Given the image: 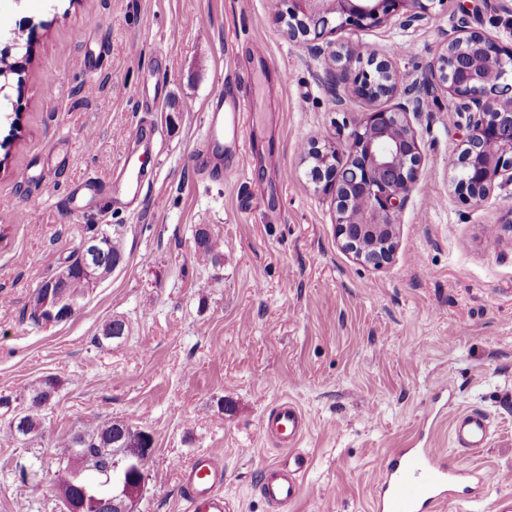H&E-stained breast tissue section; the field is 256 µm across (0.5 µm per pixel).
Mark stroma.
<instances>
[{
  "mask_svg": "<svg viewBox=\"0 0 512 512\" xmlns=\"http://www.w3.org/2000/svg\"><path fill=\"white\" fill-rule=\"evenodd\" d=\"M273 2L0 0V53L16 64L0 77V398L11 401L0 406V512H59L58 441L94 418L153 440L137 512H181L179 468L205 453L223 461L236 512H268L259 473L282 454L259 426L283 398L309 423L310 467L290 512H372L376 462L413 440L442 390L431 447L453 455L461 410L483 411L492 427L485 496L446 512H492L512 493L501 478L512 471V236L486 235L512 213V185L463 201L453 161L466 131L447 101L428 103L412 119L422 161L392 261L376 269L345 253L334 201L302 153L312 140L347 151L368 106L337 109L331 54L291 41ZM501 5L437 0L418 26L392 20L337 33L336 44L415 78L461 15L511 46ZM21 29L31 50L13 44ZM235 97L241 146L213 145L221 175H200L210 111ZM145 127L158 141L143 189L115 201ZM89 179L98 194L82 193ZM203 226L217 262L195 257ZM96 230L121 240L123 262L67 321L31 320L36 288ZM116 317L124 339L98 344ZM50 375L58 386L39 431L13 439L7 410Z\"/></svg>",
  "mask_w": 512,
  "mask_h": 512,
  "instance_id": "obj_1",
  "label": "stroma"
}]
</instances>
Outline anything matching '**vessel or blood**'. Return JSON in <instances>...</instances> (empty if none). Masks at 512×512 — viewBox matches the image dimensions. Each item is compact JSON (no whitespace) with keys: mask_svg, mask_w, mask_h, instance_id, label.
I'll use <instances>...</instances> for the list:
<instances>
[{"mask_svg":"<svg viewBox=\"0 0 512 512\" xmlns=\"http://www.w3.org/2000/svg\"><path fill=\"white\" fill-rule=\"evenodd\" d=\"M240 125L241 107L236 104L231 112L212 113L205 137L213 139L224 127L236 130ZM307 427L302 410L287 399L262 417L263 440L288 454L287 462L267 463L260 473L258 492L269 512H287L301 497L309 458L300 443ZM451 433L458 451L476 459L489 443L491 423L483 412L463 410L453 416ZM180 485L184 512H235L224 496V466L215 456L202 454L182 467ZM483 490L480 468L455 464L438 449L413 443L389 449L377 461L372 512H444L447 505L463 497L478 498Z\"/></svg>","mask_w":512,"mask_h":512,"instance_id":"1","label":"vessel or blood"}]
</instances>
